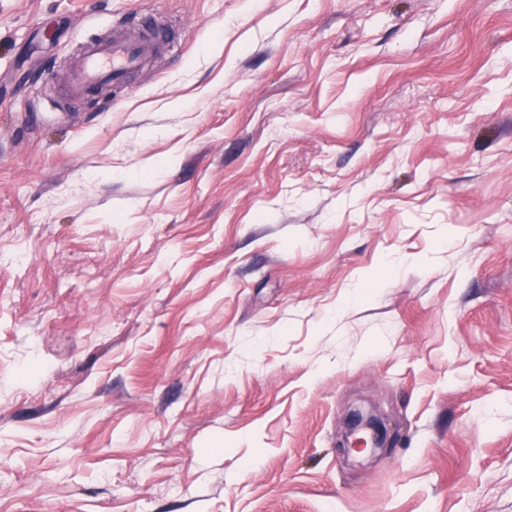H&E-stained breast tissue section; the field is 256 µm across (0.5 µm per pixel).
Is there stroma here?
I'll list each match as a JSON object with an SVG mask.
<instances>
[{
	"label": "stroma",
	"mask_w": 512,
	"mask_h": 512,
	"mask_svg": "<svg viewBox=\"0 0 512 512\" xmlns=\"http://www.w3.org/2000/svg\"><path fill=\"white\" fill-rule=\"evenodd\" d=\"M0 512H512V0H0ZM128 25L139 27L144 35L134 37L128 31ZM164 41L165 34L156 26L154 18L149 13L135 11L132 19L122 21L115 29L111 40L87 47L72 71L71 91L81 94L102 83H125L132 72L162 47ZM346 424L351 437L358 431L368 430L371 434V448L385 445L388 435L386 423L372 408L362 405L353 407L348 413Z\"/></svg>",
	"instance_id": "35a3bbf8"
}]
</instances>
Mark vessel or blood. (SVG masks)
<instances>
[{
  "label": "vessel or blood",
  "instance_id": "obj_1",
  "mask_svg": "<svg viewBox=\"0 0 512 512\" xmlns=\"http://www.w3.org/2000/svg\"><path fill=\"white\" fill-rule=\"evenodd\" d=\"M165 34L146 12H135L131 22L120 23L111 40L89 45L71 74L73 93L90 91L103 83L122 84L150 55L160 49Z\"/></svg>",
  "mask_w": 512,
  "mask_h": 512
}]
</instances>
